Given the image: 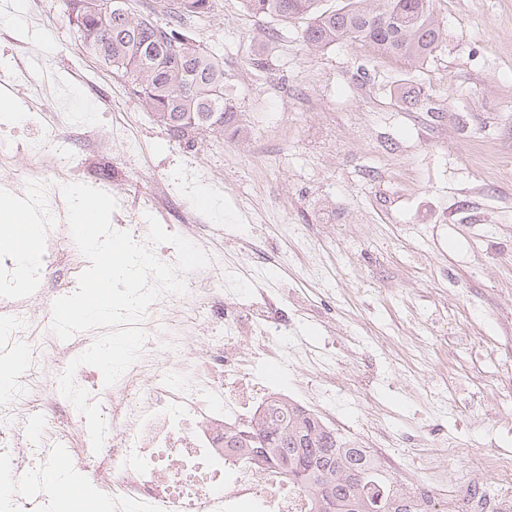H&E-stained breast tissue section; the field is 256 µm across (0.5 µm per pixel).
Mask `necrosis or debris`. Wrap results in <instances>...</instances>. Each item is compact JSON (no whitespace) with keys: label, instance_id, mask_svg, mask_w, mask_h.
Here are the masks:
<instances>
[{"label":"necrosis or debris","instance_id":"necrosis-or-debris-1","mask_svg":"<svg viewBox=\"0 0 512 512\" xmlns=\"http://www.w3.org/2000/svg\"><path fill=\"white\" fill-rule=\"evenodd\" d=\"M38 253L74 269L84 261L65 224L45 225ZM229 276L214 259L186 296H160L140 322L138 359L111 388L90 387L107 433L100 452L74 461L108 512H313L309 493L280 466L224 447L225 429L248 437L278 400L266 361L287 358L292 343L277 298L254 312ZM68 285L59 277L47 288L0 287V360L26 356L0 387V512H59L43 475L69 435L30 426L59 409L61 370L95 339L52 333L49 311Z\"/></svg>","mask_w":512,"mask_h":512}]
</instances>
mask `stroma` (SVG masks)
I'll return each mask as SVG.
<instances>
[{"instance_id": "1", "label": "stroma", "mask_w": 512, "mask_h": 512, "mask_svg": "<svg viewBox=\"0 0 512 512\" xmlns=\"http://www.w3.org/2000/svg\"><path fill=\"white\" fill-rule=\"evenodd\" d=\"M433 8L448 38L415 66L348 42L311 50L303 21L280 29L242 0H215L187 33L223 60L244 131L189 145L84 49L64 0H24L42 35L0 36V83L24 113L0 118L17 150L0 179L27 192L34 147L58 121L98 127L108 154L68 142L73 170L52 197L66 183L109 192L115 225L154 189L197 213L225 268L255 299L274 293L310 349L271 364L272 387L317 380L331 358L355 367L361 391L330 393L337 421L378 422L430 491L424 459L453 444L448 488L462 498L485 481L487 454L512 455V0ZM240 225L263 262L241 249Z\"/></svg>"}]
</instances>
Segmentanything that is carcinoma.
Masks as SVG:
<instances>
[{
	"label": "carcinoma",
	"instance_id": "obj_1",
	"mask_svg": "<svg viewBox=\"0 0 512 512\" xmlns=\"http://www.w3.org/2000/svg\"><path fill=\"white\" fill-rule=\"evenodd\" d=\"M243 2L253 14L281 23L306 21L301 38L309 49L345 41L420 64L447 37L433 0H345L334 10L323 8V0ZM65 6L82 15V45L131 76L139 98L173 138L182 139L186 116L208 129L240 131L224 97V63L178 30L186 19L210 13L213 0H169L158 20L138 17L122 3L105 30L97 29L92 0H65ZM255 432L264 434L269 459L312 495L315 512H440L437 501L430 509L418 507V497L400 488L365 449L303 407L273 403Z\"/></svg>",
	"mask_w": 512,
	"mask_h": 512
}]
</instances>
